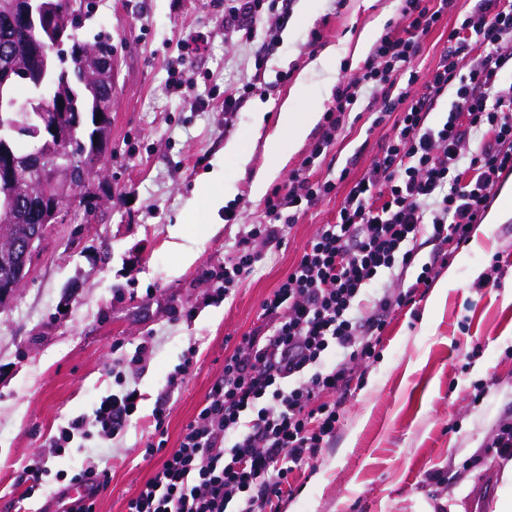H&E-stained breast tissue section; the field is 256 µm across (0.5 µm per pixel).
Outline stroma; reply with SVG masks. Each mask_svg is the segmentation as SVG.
I'll return each mask as SVG.
<instances>
[{
    "instance_id": "stroma-1",
    "label": "stroma",
    "mask_w": 512,
    "mask_h": 512,
    "mask_svg": "<svg viewBox=\"0 0 512 512\" xmlns=\"http://www.w3.org/2000/svg\"><path fill=\"white\" fill-rule=\"evenodd\" d=\"M475 5L457 0L422 40L413 60L419 76L436 66L449 30ZM397 7V0H273L245 42L225 34L224 0H98L83 35L108 30L120 59L102 204L94 219L79 208L48 225L24 282L0 307V512H59L58 491L90 466L111 473L96 512H124L126 498L160 462L145 453L159 397L167 399V445L177 446L221 377L225 354L257 324L263 299L318 226L333 221L350 187L338 183L335 195L313 206L231 298L209 300L206 274L263 219L264 202L250 193L254 175L278 153L283 164L271 185L281 187L321 128L298 144L285 137L270 144L267 134L283 111L299 118L326 112L334 92L314 77L307 94L292 100L295 82L315 58L354 47L365 30L401 33ZM271 24L279 33L269 45ZM197 34L206 44L189 59L193 82L172 88L169 70ZM257 72L262 87L239 104L232 128L220 108L201 107L202 98ZM259 108L265 118L256 133ZM392 126L365 117L346 123L320 174L346 167L351 179L360 177L381 156ZM231 143L249 153L244 169L225 167ZM203 194L224 196L240 223L216 217L214 232L194 223L192 206ZM183 247L195 255L187 265ZM496 260L503 266L497 285L478 287ZM451 272L456 280L441 306L432 304L433 288H424L388 317L378 357L348 394L335 437L289 474L279 512H490L504 462L486 444L512 415V217L452 251L438 276ZM188 357L192 367L165 396L167 376ZM127 387L141 394L138 411L121 435L102 439L94 409ZM79 417L84 435L50 451L60 429ZM36 463L43 491L26 499ZM435 469L448 478L440 492L426 482Z\"/></svg>"
}]
</instances>
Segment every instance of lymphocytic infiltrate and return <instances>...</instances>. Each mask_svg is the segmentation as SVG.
Instances as JSON below:
<instances>
[{
    "mask_svg": "<svg viewBox=\"0 0 512 512\" xmlns=\"http://www.w3.org/2000/svg\"><path fill=\"white\" fill-rule=\"evenodd\" d=\"M456 0H400L402 35L385 34L363 68L341 82L321 136L300 168L264 203L223 265L210 271L212 297L228 298L257 263L278 251L288 229L330 197L338 176L316 177L352 112L399 118L381 157L352 184L333 223L319 225L295 264L261 303L258 324L225 355L222 376L183 429L164 440L165 409L153 411L161 460L128 497L125 512H276L288 476L336 434L355 374L376 357L395 311L429 287L449 247H462L498 184L512 176V0H480L448 33L449 48L426 79L412 63L424 37ZM422 84L420 95L411 88ZM454 91L448 114L429 120ZM349 178V177H348ZM435 250L415 281L377 291L383 273L418 264L423 237ZM137 389L101 398L95 421L106 438L138 409Z\"/></svg>",
    "mask_w": 512,
    "mask_h": 512,
    "instance_id": "f902f5d3",
    "label": "lymphocytic infiltrate"
}]
</instances>
